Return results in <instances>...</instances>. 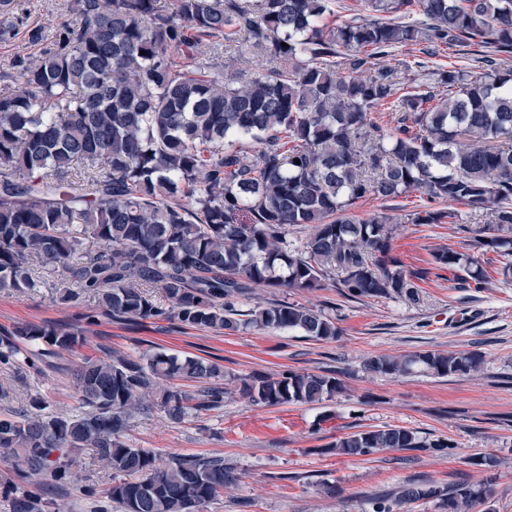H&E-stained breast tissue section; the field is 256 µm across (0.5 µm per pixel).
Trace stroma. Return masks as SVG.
<instances>
[{
	"label": "stroma",
	"mask_w": 512,
	"mask_h": 512,
	"mask_svg": "<svg viewBox=\"0 0 512 512\" xmlns=\"http://www.w3.org/2000/svg\"><path fill=\"white\" fill-rule=\"evenodd\" d=\"M16 14L0 13V71L16 56H38L32 29L51 33L67 14V0H17ZM423 205L413 192L392 200L369 199L354 210L364 218L384 211L400 227L393 250L408 269H429L419 301L404 298L349 300L336 289L315 292L258 289L242 300L241 311L257 303L282 300L325 312L341 333L317 341L299 332L202 329L175 321L146 320L136 325L98 315L85 331V343L48 356L40 373L0 367V414L20 413L30 397L44 399L50 413L81 414L83 407L71 369L82 357L118 351L131 357L163 351L218 364L224 372L221 409L174 423L159 409L137 416L124 434L127 443L153 451L160 460L175 455L220 456L233 466L235 484L210 502L204 512H371L369 495L388 494L412 479L444 487L457 481L486 479L484 462L494 459L496 480L473 512H512V277L502 274L504 257L473 248L471 227L485 224L482 212H469L461 224H411L408 214ZM441 248L473 252L490 279L484 287L466 288L453 273L432 265ZM57 273H45V288L20 293L0 290V328L51 322L65 327L80 307L53 299L49 285ZM468 351L483 355L473 376L437 377L415 373L390 378L368 374L366 359L425 351ZM331 372L343 392L313 405L261 407L239 392V378L274 376L284 370ZM386 426L405 427L420 438H446L453 449L386 451L348 458L328 453L337 437ZM333 493H326L325 485ZM96 488L95 496L80 492ZM112 477L91 451L81 454L77 481L41 487L51 512H123L111 501Z\"/></svg>",
	"instance_id": "35a3bbf8"
}]
</instances>
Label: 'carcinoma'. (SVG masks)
Returning a JSON list of instances; mask_svg holds the SVG:
<instances>
[{
    "label": "carcinoma",
    "instance_id": "carcinoma-1",
    "mask_svg": "<svg viewBox=\"0 0 512 512\" xmlns=\"http://www.w3.org/2000/svg\"><path fill=\"white\" fill-rule=\"evenodd\" d=\"M337 0H68V18L35 58L0 72V289L43 287L63 304L90 302L129 323L177 320L235 331L339 335L333 318L298 303L270 302L238 318L257 288L315 291L327 283L350 299L419 298L393 253V216L356 220L369 198L426 197L413 224L456 223V204L487 214L474 241L512 256V0H359L335 22ZM237 55L218 64L222 49ZM482 48L472 74L434 61ZM419 54H413V50ZM268 57L241 69L244 52ZM375 112H390L386 125ZM446 203L436 208L433 203ZM308 226L300 245L288 229ZM434 263L481 288L485 268L453 249ZM160 294L162 300L155 299ZM85 341L76 323H23L0 332V364L38 371L44 357ZM475 352L371 357L365 369L401 377L473 375ZM220 368L156 353L86 357L73 369L90 411L0 415V454L17 460L13 512H48L21 489L66 484L76 454L95 452L112 472L109 497L125 512H202L237 477L221 456L162 465L123 440L154 407L175 422L224 406ZM199 384L195 392L163 380ZM343 389L331 375L286 370L240 379L264 407L315 404ZM404 427L350 433L327 452L365 457L384 449L452 448ZM489 481L441 488L409 483L371 498L372 512H404L440 498L472 512Z\"/></svg>",
    "mask_w": 512,
    "mask_h": 512
}]
</instances>
